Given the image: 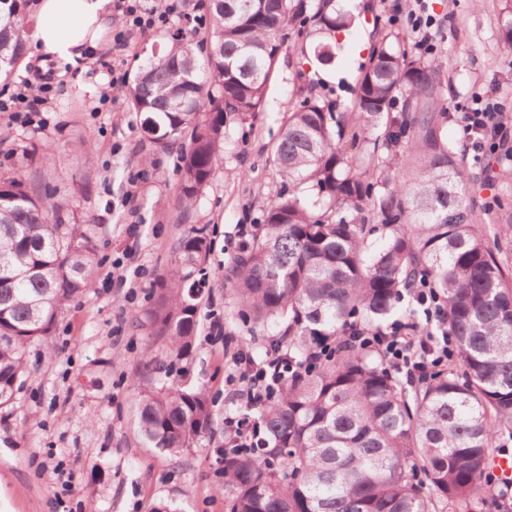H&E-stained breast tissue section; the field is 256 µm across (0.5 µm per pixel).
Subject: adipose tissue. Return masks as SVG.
Segmentation results:
<instances>
[{
    "label": "adipose tissue",
    "instance_id": "ef3b65f1",
    "mask_svg": "<svg viewBox=\"0 0 512 512\" xmlns=\"http://www.w3.org/2000/svg\"><path fill=\"white\" fill-rule=\"evenodd\" d=\"M110 0H36L30 39L38 53L78 64L104 29Z\"/></svg>",
    "mask_w": 512,
    "mask_h": 512
}]
</instances>
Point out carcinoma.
<instances>
[{"label":"carcinoma","mask_w":512,"mask_h":512,"mask_svg":"<svg viewBox=\"0 0 512 512\" xmlns=\"http://www.w3.org/2000/svg\"><path fill=\"white\" fill-rule=\"evenodd\" d=\"M0 75L23 59L25 0H0ZM344 0H211L209 48L200 56L174 37L148 60L128 91L144 133L179 142L180 201L194 202L216 176L224 113L259 111L287 28L323 35L315 61L331 65L336 30L351 27ZM502 45L512 53V0ZM439 65L402 38L385 37L354 92L335 112L319 97L288 113L275 144L294 189L267 207L264 224L224 273L245 320L288 337L302 360L315 344H336L348 325L367 329L395 311L418 275L448 308L457 371L407 388L381 355L328 354L265 406L262 458L224 459L227 512H434V499L462 512L482 506L491 448L512 436V275L490 246L512 236L474 214L469 174L442 132L449 118ZM356 149L378 169L356 165ZM383 237L378 247L368 236ZM206 228L179 243L174 272L146 319L168 353L147 352L137 424L145 447L171 454L211 428L201 387L170 383L173 362L191 356L206 262ZM96 259L67 205L0 178V409L26 372V346L48 335L59 311L91 288Z\"/></svg>","instance_id":"obj_1"}]
</instances>
